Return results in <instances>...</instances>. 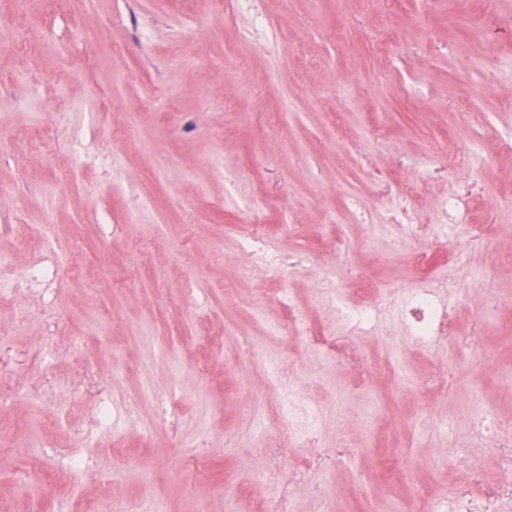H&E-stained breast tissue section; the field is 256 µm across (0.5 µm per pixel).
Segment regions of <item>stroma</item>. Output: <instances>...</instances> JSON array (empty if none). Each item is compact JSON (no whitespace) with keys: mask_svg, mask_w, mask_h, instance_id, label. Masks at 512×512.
I'll return each mask as SVG.
<instances>
[{"mask_svg":"<svg viewBox=\"0 0 512 512\" xmlns=\"http://www.w3.org/2000/svg\"><path fill=\"white\" fill-rule=\"evenodd\" d=\"M259 225L309 269L242 273ZM48 241L53 291L0 293V512H473L512 483V0H0V256Z\"/></svg>","mask_w":512,"mask_h":512,"instance_id":"obj_1","label":"stroma"}]
</instances>
